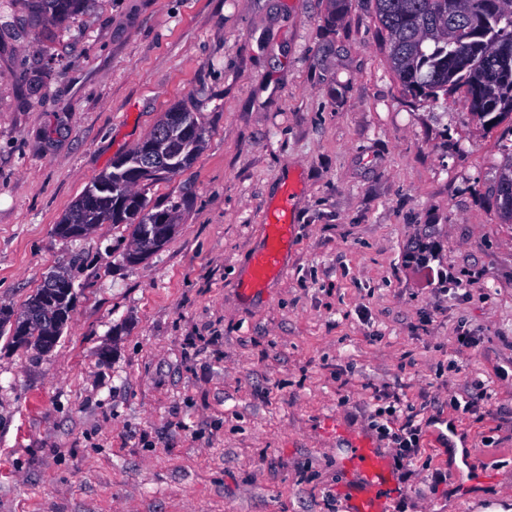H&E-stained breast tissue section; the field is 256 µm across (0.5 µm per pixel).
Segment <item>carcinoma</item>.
<instances>
[{"label":"carcinoma","mask_w":512,"mask_h":512,"mask_svg":"<svg viewBox=\"0 0 512 512\" xmlns=\"http://www.w3.org/2000/svg\"><path fill=\"white\" fill-rule=\"evenodd\" d=\"M32 26L44 29L65 23L84 0H29ZM374 11L386 34L391 71L408 91L438 99L465 88L473 115L494 124L512 116V0H374ZM139 177L133 153L112 160L111 170L95 178L115 182L114 190H85L64 215L61 237H78V224H130L132 234L162 232L154 218L173 210H147L143 195L125 185ZM73 297L44 282L29 296L23 312L32 323L23 334H9L13 345L46 351L47 331L63 332Z\"/></svg>","instance_id":"obj_1"}]
</instances>
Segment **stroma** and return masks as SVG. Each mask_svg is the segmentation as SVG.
Listing matches in <instances>:
<instances>
[{
	"mask_svg": "<svg viewBox=\"0 0 512 512\" xmlns=\"http://www.w3.org/2000/svg\"><path fill=\"white\" fill-rule=\"evenodd\" d=\"M0 12V309L57 273L75 303L47 353L0 336V512H350L356 439L384 512L512 504V224L495 185L512 118L391 73L373 0H85L69 24ZM194 162L139 185L175 209L136 263L132 228L56 230L163 114ZM295 184L282 276L244 291L266 212ZM459 292L406 264L418 242ZM479 338L456 354V336ZM484 381L481 419L432 401ZM423 408L422 454L382 437L377 388ZM448 480L432 486L434 469Z\"/></svg>",
	"mask_w": 512,
	"mask_h": 512,
	"instance_id": "stroma-1",
	"label": "stroma"
}]
</instances>
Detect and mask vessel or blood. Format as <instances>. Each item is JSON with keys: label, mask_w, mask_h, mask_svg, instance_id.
I'll return each instance as SVG.
<instances>
[{"label": "vessel or blood", "mask_w": 512, "mask_h": 512, "mask_svg": "<svg viewBox=\"0 0 512 512\" xmlns=\"http://www.w3.org/2000/svg\"><path fill=\"white\" fill-rule=\"evenodd\" d=\"M295 195L294 188H287L268 213L265 242L252 256L248 287L253 288L281 276L283 255L294 237ZM355 465L364 473L365 488L355 498L352 512H382L381 501L389 490L383 460L362 443L356 448Z\"/></svg>", "instance_id": "vessel-or-blood-1"}]
</instances>
